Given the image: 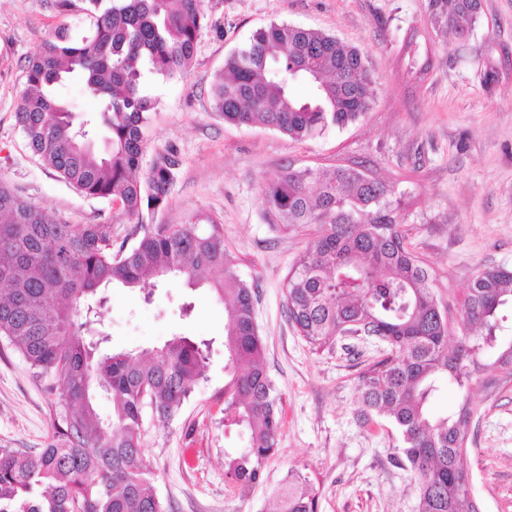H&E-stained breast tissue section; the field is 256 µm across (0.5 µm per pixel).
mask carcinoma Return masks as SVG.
Wrapping results in <instances>:
<instances>
[{"label": "carcinoma", "instance_id": "obj_1", "mask_svg": "<svg viewBox=\"0 0 512 512\" xmlns=\"http://www.w3.org/2000/svg\"><path fill=\"white\" fill-rule=\"evenodd\" d=\"M91 32L79 39L56 30L28 61L16 122L31 152L78 192L112 201L116 215L136 220L142 236L117 242L113 224H69L0 181V338L39 379L61 383L53 410V441L39 452L0 448V512H168L141 446L143 409L172 417L206 367L205 342L175 336L139 353L97 356L82 339L78 312L102 287L143 288L181 278L208 281L225 301L224 369L230 380L225 411L247 431V446L230 461L229 477L256 483L282 428L265 348L254 320V290L224 248L221 223L201 230L151 224L169 199L177 161L159 156L143 167V130L157 99L154 77L174 80L192 65L207 23L204 0H81ZM481 0H428L438 35L464 44ZM212 84L224 121L260 123L302 141L357 122L373 102L362 53L321 31L272 23L224 62ZM83 83L100 100L101 124L77 121L57 94ZM304 87L302 97L295 95ZM101 132L104 151L89 137ZM264 201L289 228L316 232L284 283L288 320L315 347L342 336L387 345L382 359L358 376L365 417L386 418L397 430L399 462L411 473L418 512H479L467 494L464 454L473 407L436 416L431 400L445 382L468 389L488 368L512 380V340L501 338L503 308L512 306V270L485 267L468 288L464 325L448 349V322L437 317L433 275L407 246L393 188L345 165L283 167L267 183ZM112 397V424L94 407L97 392ZM277 512H317L307 476L291 474Z\"/></svg>", "mask_w": 512, "mask_h": 512}]
</instances>
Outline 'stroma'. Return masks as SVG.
Returning <instances> with one entry per match:
<instances>
[{"instance_id": "obj_1", "label": "stroma", "mask_w": 512, "mask_h": 512, "mask_svg": "<svg viewBox=\"0 0 512 512\" xmlns=\"http://www.w3.org/2000/svg\"><path fill=\"white\" fill-rule=\"evenodd\" d=\"M428 0H206L208 24L180 79L150 86L159 105L145 130V164L174 151L179 166L157 224L221 221L237 272L256 288L255 320L265 369L280 400L277 451L261 480L240 488L227 477L246 446L243 428L224 412V303L177 281L150 293L109 288L90 304L102 317V351L158 346L176 334L210 345L205 375L169 419L144 410L141 442L158 493L170 512H274L275 492L290 471L309 477L318 512H416L418 497L397 463V432L361 414L358 375L383 348L347 337L317 349L285 313L284 282L314 225L284 229L263 200L282 165L314 169L362 165L391 184L408 242L433 274L449 334H460L468 287L483 267L512 268V65L489 79L488 53H512V0H482L465 48L444 44L428 22ZM336 36L358 48L373 81L369 112L351 125L295 141L262 125L225 123L211 84L224 59L270 23ZM88 31L80 8L55 0H0V180L71 224L110 220L118 240L133 244L134 221L114 219L111 202L77 192L32 155L15 119L27 61L45 36ZM419 68H412L408 40ZM57 396L35 379L23 356L0 343V448L36 451L51 437ZM476 409L466 468L480 512H512V381L487 370L469 391L442 386L433 413L463 400Z\"/></svg>"}]
</instances>
